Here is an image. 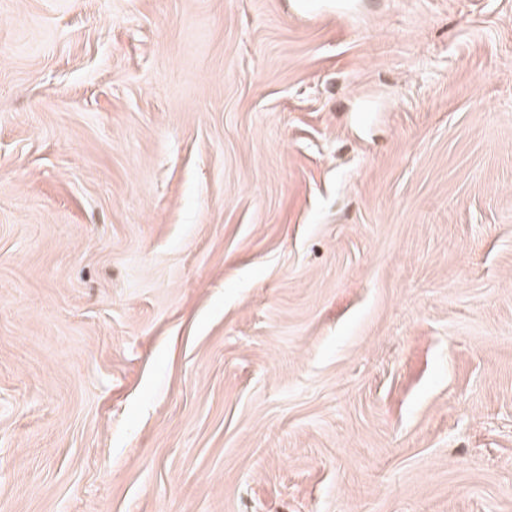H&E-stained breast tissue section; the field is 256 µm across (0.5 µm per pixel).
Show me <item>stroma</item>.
Returning a JSON list of instances; mask_svg holds the SVG:
<instances>
[{
    "instance_id": "1",
    "label": "stroma",
    "mask_w": 512,
    "mask_h": 512,
    "mask_svg": "<svg viewBox=\"0 0 512 512\" xmlns=\"http://www.w3.org/2000/svg\"><path fill=\"white\" fill-rule=\"evenodd\" d=\"M0 0V512H512V0Z\"/></svg>"
}]
</instances>
